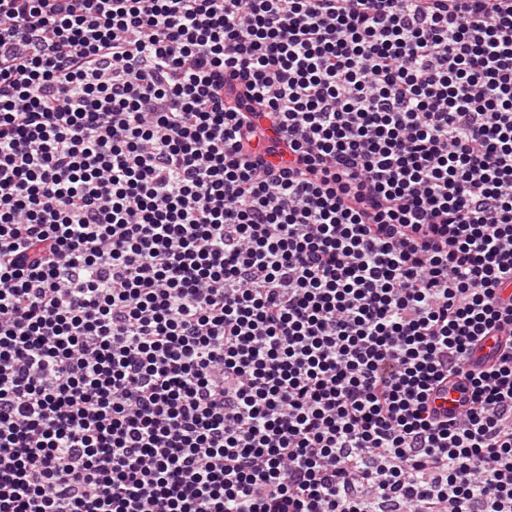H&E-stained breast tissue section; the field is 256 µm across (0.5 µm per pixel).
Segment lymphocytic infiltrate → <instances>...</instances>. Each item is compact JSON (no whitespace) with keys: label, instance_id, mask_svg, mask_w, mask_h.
Masks as SVG:
<instances>
[{"label":"lymphocytic infiltrate","instance_id":"lymphocytic-infiltrate-1","mask_svg":"<svg viewBox=\"0 0 512 512\" xmlns=\"http://www.w3.org/2000/svg\"><path fill=\"white\" fill-rule=\"evenodd\" d=\"M510 285L512 0H0V512H512ZM462 398L460 391L454 386V381H449L448 385L444 383L436 390L430 400L431 407L438 411H446L448 409H459Z\"/></svg>","mask_w":512,"mask_h":512}]
</instances>
